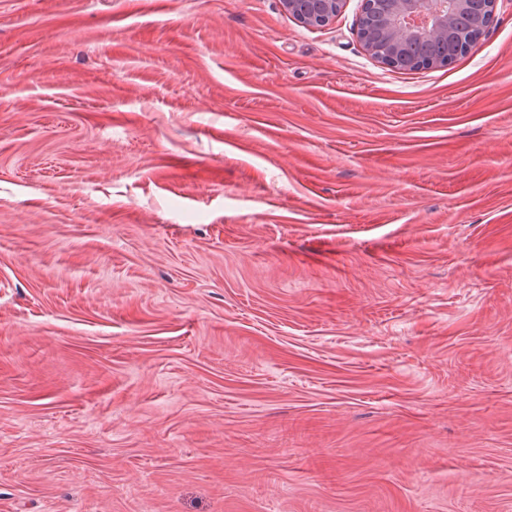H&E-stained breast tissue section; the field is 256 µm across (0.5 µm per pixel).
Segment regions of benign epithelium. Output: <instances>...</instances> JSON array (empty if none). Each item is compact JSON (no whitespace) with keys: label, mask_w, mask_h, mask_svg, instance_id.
<instances>
[{"label":"benign epithelium","mask_w":512,"mask_h":512,"mask_svg":"<svg viewBox=\"0 0 512 512\" xmlns=\"http://www.w3.org/2000/svg\"><path fill=\"white\" fill-rule=\"evenodd\" d=\"M498 0H362L357 35L365 50L400 70L409 46L459 39L464 52L479 41ZM344 0H280L284 11L310 28L331 23Z\"/></svg>","instance_id":"obj_1"}]
</instances>
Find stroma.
<instances>
[{
	"label": "stroma",
	"instance_id": "35a3bbf8",
	"mask_svg": "<svg viewBox=\"0 0 512 512\" xmlns=\"http://www.w3.org/2000/svg\"><path fill=\"white\" fill-rule=\"evenodd\" d=\"M360 12L0 0V512H512V0ZM344 0H280L284 11L310 28L327 26L339 14ZM498 0H363L357 35L375 59L396 70L444 66L448 59L426 57L407 67L409 46L459 39L464 52L479 41L495 14ZM486 18H485V16ZM467 25L466 27H462ZM464 38V40H463Z\"/></svg>",
	"mask_w": 512,
	"mask_h": 512
}]
</instances>
